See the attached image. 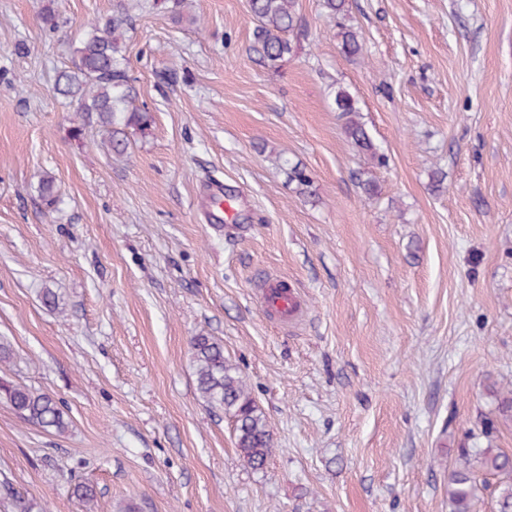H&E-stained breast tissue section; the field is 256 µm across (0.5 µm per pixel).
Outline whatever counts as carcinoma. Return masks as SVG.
<instances>
[{
  "mask_svg": "<svg viewBox=\"0 0 512 512\" xmlns=\"http://www.w3.org/2000/svg\"><path fill=\"white\" fill-rule=\"evenodd\" d=\"M346 0H323L327 13L340 20L341 50L357 55L362 50L358 34L342 23ZM296 0H249L256 21L255 50L271 67H277L292 53L288 34L294 28ZM83 38L75 49L73 68L63 71L56 89L75 102L74 120L85 112L98 114L107 134L110 149L121 153L124 141L116 138L118 127H148L146 109L128 74L123 44L127 28L120 15L95 18L83 24ZM334 109L345 121V131L354 144L381 164L384 154L373 144L359 120L355 98L345 89L335 92ZM197 367V390L213 411H222L235 423L236 444L243 460L254 470L262 469L273 449V439L262 411L250 395L244 381L224 359V346L211 336L198 335L191 341ZM0 399L5 400L18 416L28 423L62 431L65 413L58 401L48 394L25 386L0 382ZM497 412L505 421L512 419V388L500 391ZM497 477L494 488L497 512H512V454L500 449L465 448L456 465L448 472L451 512H473L476 474ZM73 494L93 512L95 490L78 483Z\"/></svg>",
  "mask_w": 512,
  "mask_h": 512,
  "instance_id": "1",
  "label": "carcinoma"
}]
</instances>
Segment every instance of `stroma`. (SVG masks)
<instances>
[{"mask_svg":"<svg viewBox=\"0 0 512 512\" xmlns=\"http://www.w3.org/2000/svg\"><path fill=\"white\" fill-rule=\"evenodd\" d=\"M347 6L361 55L321 0H297L275 71L248 0H0V381L68 421L0 401V483L32 512H84L79 482L96 512H451L461 449L512 452L489 391L512 382V0ZM123 11L151 125L124 128L117 157L97 116L73 134L56 80L82 23ZM340 88L385 164L348 137ZM279 278L306 304L292 327L258 300ZM199 334L266 418L264 469L197 392ZM0 399H4L28 423L58 431L67 426L65 413L49 393H40L8 382H0Z\"/></svg>","mask_w":512,"mask_h":512,"instance_id":"1","label":"stroma"}]
</instances>
